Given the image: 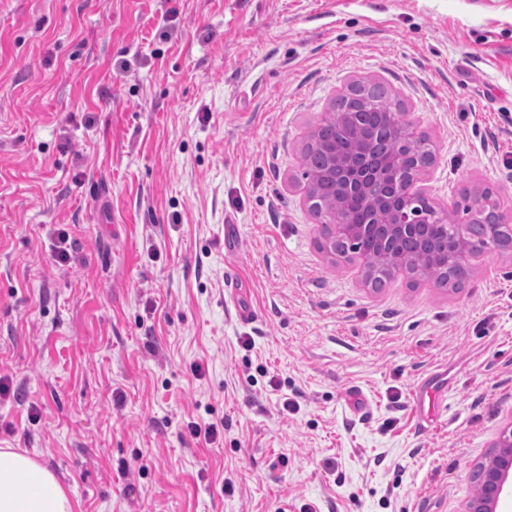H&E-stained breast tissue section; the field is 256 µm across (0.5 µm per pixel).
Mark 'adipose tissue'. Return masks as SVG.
<instances>
[{"mask_svg": "<svg viewBox=\"0 0 512 512\" xmlns=\"http://www.w3.org/2000/svg\"><path fill=\"white\" fill-rule=\"evenodd\" d=\"M56 475L31 456L0 448V512H74Z\"/></svg>", "mask_w": 512, "mask_h": 512, "instance_id": "obj_1", "label": "adipose tissue"}]
</instances>
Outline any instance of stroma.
<instances>
[{
  "label": "stroma",
  "instance_id": "obj_1",
  "mask_svg": "<svg viewBox=\"0 0 512 512\" xmlns=\"http://www.w3.org/2000/svg\"><path fill=\"white\" fill-rule=\"evenodd\" d=\"M356 83L428 138L434 207L512 223V0H0V448L76 512H466L512 250L377 290L321 249L300 157ZM483 200H484V205H483V209H482ZM483 200L477 199L475 201V205L472 210V212H473L472 220H477L482 211V216L480 219L481 222L475 223V224L470 223L473 225L472 231L476 235L481 234V224H501V225L507 224L503 221L504 220L503 217L498 213L496 202H495V200L491 199V195H490L489 191H486L484 193Z\"/></svg>",
  "mask_w": 512,
  "mask_h": 512
}]
</instances>
